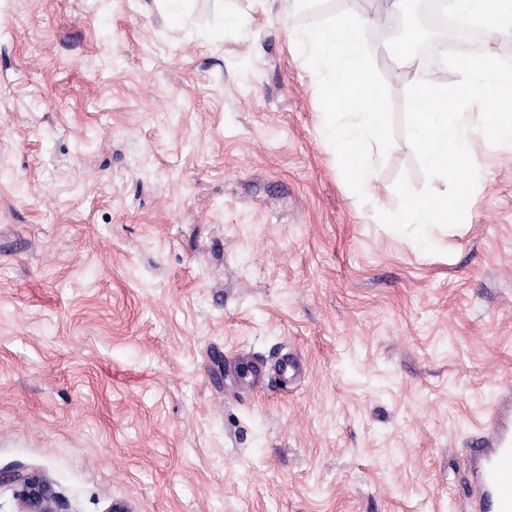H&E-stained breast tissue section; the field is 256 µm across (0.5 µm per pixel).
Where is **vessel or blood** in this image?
I'll return each instance as SVG.
<instances>
[{
	"instance_id": "b4317fda",
	"label": "vessel or blood",
	"mask_w": 512,
	"mask_h": 512,
	"mask_svg": "<svg viewBox=\"0 0 512 512\" xmlns=\"http://www.w3.org/2000/svg\"><path fill=\"white\" fill-rule=\"evenodd\" d=\"M468 512H512V383L503 384L492 414L468 450Z\"/></svg>"
}]
</instances>
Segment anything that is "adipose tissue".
I'll list each match as a JSON object with an SVG mask.
<instances>
[{
  "instance_id": "1",
  "label": "adipose tissue",
  "mask_w": 512,
  "mask_h": 512,
  "mask_svg": "<svg viewBox=\"0 0 512 512\" xmlns=\"http://www.w3.org/2000/svg\"><path fill=\"white\" fill-rule=\"evenodd\" d=\"M449 9L467 25H485L494 35L512 37V0H448ZM374 18L331 17L296 30L292 39L306 66L319 80L326 113L323 137L355 182L369 184V157L385 138V114L366 63Z\"/></svg>"
}]
</instances>
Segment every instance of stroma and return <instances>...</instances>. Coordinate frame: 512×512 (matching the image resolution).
Listing matches in <instances>:
<instances>
[{"mask_svg": "<svg viewBox=\"0 0 512 512\" xmlns=\"http://www.w3.org/2000/svg\"><path fill=\"white\" fill-rule=\"evenodd\" d=\"M0 0V471L59 512H466L464 450L512 380V151L467 223L377 217L427 180L393 42L360 191L289 30L343 0ZM295 356L240 384L232 358ZM2 483L15 487L22 507L20 512H58L54 507L56 496L50 485L36 472H0V484Z\"/></svg>", "mask_w": 512, "mask_h": 512, "instance_id": "35a3bbf8", "label": "stroma"}]
</instances>
